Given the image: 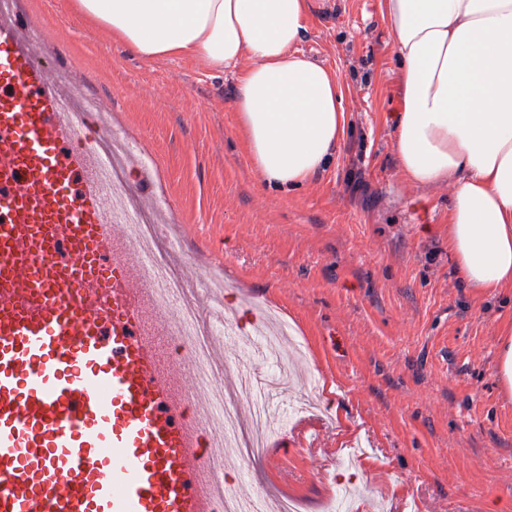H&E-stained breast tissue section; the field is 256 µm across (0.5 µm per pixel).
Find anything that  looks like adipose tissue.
Masks as SVG:
<instances>
[{
	"label": "adipose tissue",
	"instance_id": "ef3b65f1",
	"mask_svg": "<svg viewBox=\"0 0 512 512\" xmlns=\"http://www.w3.org/2000/svg\"><path fill=\"white\" fill-rule=\"evenodd\" d=\"M147 61L187 57L223 75L270 190L304 186L344 134L338 73L299 53L307 0H76ZM399 61L396 163L417 186L452 182L448 247L468 287L512 289V0H381Z\"/></svg>",
	"mask_w": 512,
	"mask_h": 512
}]
</instances>
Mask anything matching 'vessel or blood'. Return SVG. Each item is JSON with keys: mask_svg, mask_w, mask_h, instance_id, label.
I'll use <instances>...</instances> for the list:
<instances>
[{"mask_svg": "<svg viewBox=\"0 0 512 512\" xmlns=\"http://www.w3.org/2000/svg\"><path fill=\"white\" fill-rule=\"evenodd\" d=\"M0 9V512H227L224 420L171 375L144 246L116 224L53 66Z\"/></svg>", "mask_w": 512, "mask_h": 512, "instance_id": "b4317fda", "label": "vessel or blood"}]
</instances>
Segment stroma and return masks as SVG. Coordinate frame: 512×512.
Here are the masks:
<instances>
[{"label": "stroma", "mask_w": 512, "mask_h": 512, "mask_svg": "<svg viewBox=\"0 0 512 512\" xmlns=\"http://www.w3.org/2000/svg\"><path fill=\"white\" fill-rule=\"evenodd\" d=\"M298 44L337 71L346 133L303 187L267 189L232 109L238 71L147 61L82 17L72 0H18L46 52L149 157L137 187L170 247L194 266L195 293L215 279L200 320L224 346V382L266 380L297 361L287 425L262 456L229 454L242 494L263 489L325 512H512V392L498 377L512 330V292L465 287L448 250V182L402 176L389 117L398 63L380 0H308ZM287 321L292 338L257 350L252 305Z\"/></svg>", "instance_id": "obj_1"}]
</instances>
